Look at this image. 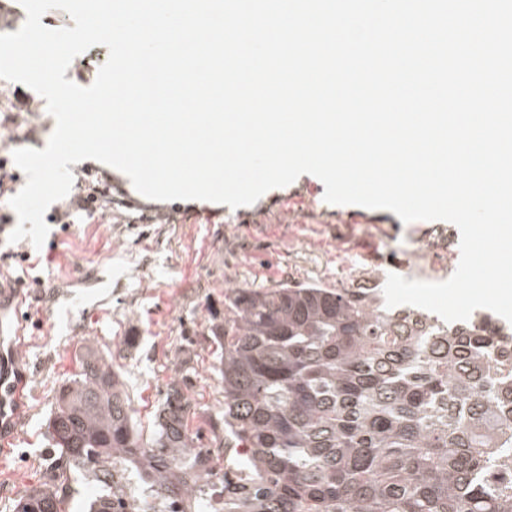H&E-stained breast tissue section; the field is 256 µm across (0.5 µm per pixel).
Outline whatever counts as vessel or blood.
I'll return each instance as SVG.
<instances>
[{
  "label": "vessel or blood",
  "mask_w": 512,
  "mask_h": 512,
  "mask_svg": "<svg viewBox=\"0 0 512 512\" xmlns=\"http://www.w3.org/2000/svg\"><path fill=\"white\" fill-rule=\"evenodd\" d=\"M23 300L19 289L0 285V436L13 432L20 408L19 395L26 382L19 376L15 330L8 317Z\"/></svg>",
  "instance_id": "b4317fda"
}]
</instances>
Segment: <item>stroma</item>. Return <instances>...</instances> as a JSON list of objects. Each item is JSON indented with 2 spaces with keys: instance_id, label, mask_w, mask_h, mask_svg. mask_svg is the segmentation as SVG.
I'll return each mask as SVG.
<instances>
[{
  "instance_id": "stroma-1",
  "label": "stroma",
  "mask_w": 512,
  "mask_h": 512,
  "mask_svg": "<svg viewBox=\"0 0 512 512\" xmlns=\"http://www.w3.org/2000/svg\"><path fill=\"white\" fill-rule=\"evenodd\" d=\"M20 92L30 110L15 127L12 148L44 149L54 131L46 101L0 79V99ZM98 179L112 187L104 217L49 227L48 262L18 274L24 302L15 317L19 366L28 376L20 423L0 457V512L37 487L56 456L47 419L61 385L95 349L121 373L135 422L150 435L169 383L186 380L189 427L202 448L224 440V388L208 328L224 320V296L238 285L288 283L348 287L358 277L386 281V259L400 257L409 280L443 282L448 224L403 223L392 211L331 205L317 177L304 174L254 204L230 208L201 200H151L130 179L101 162ZM146 223L126 224L117 209ZM65 286L52 300L48 283Z\"/></svg>"
}]
</instances>
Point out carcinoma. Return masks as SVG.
Returning <instances> with one entry per match:
<instances>
[{
  "instance_id": "carcinoma-1",
  "label": "carcinoma",
  "mask_w": 512,
  "mask_h": 512,
  "mask_svg": "<svg viewBox=\"0 0 512 512\" xmlns=\"http://www.w3.org/2000/svg\"><path fill=\"white\" fill-rule=\"evenodd\" d=\"M211 326L235 479L195 447L170 385L143 437L119 375L86 352L47 427L60 456L15 512H60L67 472L89 512H512V332L385 304L379 288L236 287ZM99 494V488L80 472H72L66 482L62 512H85L89 502Z\"/></svg>"
}]
</instances>
